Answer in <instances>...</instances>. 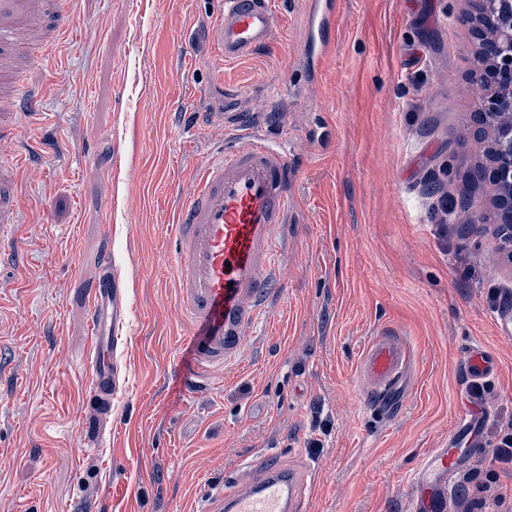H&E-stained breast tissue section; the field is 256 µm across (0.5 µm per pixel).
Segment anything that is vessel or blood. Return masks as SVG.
<instances>
[{
    "mask_svg": "<svg viewBox=\"0 0 512 512\" xmlns=\"http://www.w3.org/2000/svg\"><path fill=\"white\" fill-rule=\"evenodd\" d=\"M46 5L47 0H0V45L13 40L17 26L39 24ZM335 20L336 0H308L300 49L311 69L310 79L318 78L334 49ZM277 27L271 0H224L210 36L224 59L240 60L267 44ZM43 100L39 86L0 92V142L24 140V124H42ZM225 128L228 136L222 150L197 170L171 227L175 251L169 262L189 349L179 376L189 393L201 388L214 370L246 356L248 333L265 317L280 286L283 230L296 204L287 132L270 137L238 122L226 123ZM24 142L13 168L40 156L37 142ZM11 170L0 165V263L20 258L18 250L3 245L22 221ZM98 270L88 299L92 348L87 397L97 411L85 421L87 448L99 447L107 433L106 419L120 387L117 351L127 316V290L112 267L110 250L102 251ZM409 362L408 347L394 333H374L360 362L367 400L383 402L404 382ZM497 369L495 356L483 345L466 349L464 370L471 383ZM485 418L482 412L458 413L447 443L430 451L415 472L409 512H452L457 477L486 452L479 434ZM260 467L249 484L230 480L222 493L208 495L204 512H308L311 470L285 468L275 453L267 454Z\"/></svg>",
    "mask_w": 512,
    "mask_h": 512,
    "instance_id": "obj_1",
    "label": "vessel or blood"
}]
</instances>
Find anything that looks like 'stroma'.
I'll use <instances>...</instances> for the list:
<instances>
[{
	"instance_id": "stroma-1",
	"label": "stroma",
	"mask_w": 512,
	"mask_h": 512,
	"mask_svg": "<svg viewBox=\"0 0 512 512\" xmlns=\"http://www.w3.org/2000/svg\"><path fill=\"white\" fill-rule=\"evenodd\" d=\"M224 0H80L54 13L72 37L20 78L46 85L39 169H22L15 244L0 266V512H200L240 464L266 452L315 472L309 512H407L413 472L441 447L465 402L462 350L498 361L481 396L488 454L459 477L467 512H504L512 472L492 452L512 431V339L496 319L512 263L495 227L464 210L489 197L469 175L485 144L472 121L478 87L464 35L468 0H340L335 53L317 85L299 62L304 0H273L275 40L227 61L209 36ZM223 88H216V75ZM187 112L287 122L298 204L281 288L257 346L188 396L169 227L178 192L220 142ZM448 191L447 236L428 206ZM140 223H127L129 212ZM128 290L122 390L112 433L81 445L89 335L84 306L103 240ZM411 351L393 415L363 399L371 334Z\"/></svg>"
}]
</instances>
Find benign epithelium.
I'll list each match as a JSON object with an SVG mask.
<instances>
[{
    "label": "benign epithelium",
    "instance_id": "benign-epithelium-1",
    "mask_svg": "<svg viewBox=\"0 0 512 512\" xmlns=\"http://www.w3.org/2000/svg\"><path fill=\"white\" fill-rule=\"evenodd\" d=\"M487 36L480 52L485 69L477 75L480 86L473 123L476 132L497 123L493 151L496 162L489 178L496 189L498 223L512 226V0H493L482 12Z\"/></svg>",
    "mask_w": 512,
    "mask_h": 512
}]
</instances>
